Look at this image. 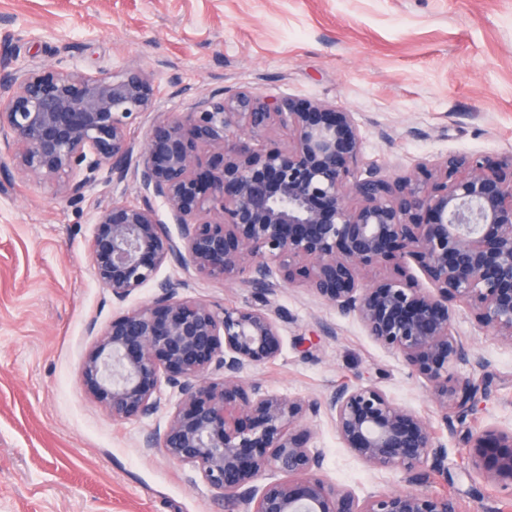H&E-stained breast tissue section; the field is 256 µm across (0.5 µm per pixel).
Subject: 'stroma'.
<instances>
[{"mask_svg":"<svg viewBox=\"0 0 512 512\" xmlns=\"http://www.w3.org/2000/svg\"><path fill=\"white\" fill-rule=\"evenodd\" d=\"M14 69L63 64L98 75L151 73L159 95L131 124L143 143L156 119L221 90L319 100L353 112L364 162L392 173L448 154H512V0H0V54ZM0 149V512H236L200 471L146 447L178 401L161 385L151 417L113 421L84 389L81 366L120 309L90 258L97 215L141 200L107 170L81 201L10 173ZM184 298L253 303L251 288L166 265ZM280 357L247 376L284 396L324 400L374 382L427 417L448 474L424 489L466 512H512V488L487 485L466 455L472 434L512 429V345L455 311L487 376L473 410L441 418L428 383L381 348L358 321L308 288L284 287ZM324 476L359 496L407 489L403 472L369 470L342 445L328 410L311 417Z\"/></svg>","mask_w":512,"mask_h":512,"instance_id":"stroma-1","label":"stroma"}]
</instances>
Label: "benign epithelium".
Instances as JSON below:
<instances>
[{
    "instance_id": "7a95c632",
    "label": "benign epithelium",
    "mask_w": 512,
    "mask_h": 512,
    "mask_svg": "<svg viewBox=\"0 0 512 512\" xmlns=\"http://www.w3.org/2000/svg\"><path fill=\"white\" fill-rule=\"evenodd\" d=\"M157 92L141 69L11 71L0 61V144L17 174L80 200L106 165L112 181L131 177L141 193L137 204L99 211L91 259L117 304L150 283L158 291L100 331L81 367L87 392L123 422L153 415L166 381L180 399L149 447L198 468L239 512H461L445 494L360 497L323 478L322 452L308 446L309 416L322 404L368 468L400 469L415 486L448 474L430 421L376 384L338 388L320 404L244 373L281 355L271 297L300 284L424 378L443 421L450 408L471 409L485 387L471 376L452 379L449 369L481 361L452 325L463 305L480 328L512 344V157L490 166L449 154L404 174L371 163L361 178L353 113L229 90L156 120L138 148L131 120L155 106ZM274 126L288 129L287 147L241 141ZM155 199L170 209L178 237ZM170 264L243 283L259 304L181 298V284L157 281ZM391 266L397 272H377ZM468 459L488 484L512 486V431H484ZM272 473L282 478L267 480Z\"/></svg>"
}]
</instances>
